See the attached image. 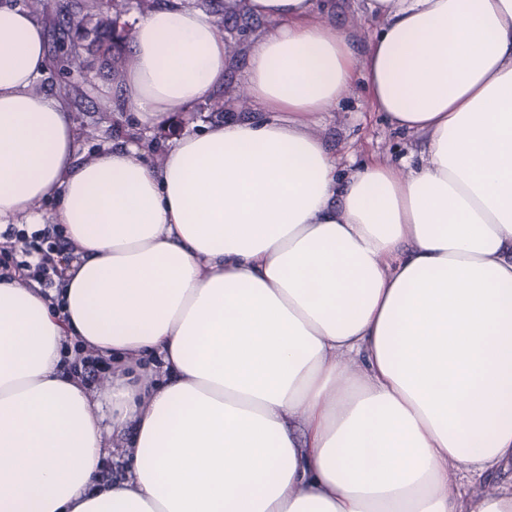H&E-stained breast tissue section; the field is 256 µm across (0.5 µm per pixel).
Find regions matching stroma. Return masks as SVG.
<instances>
[{
  "mask_svg": "<svg viewBox=\"0 0 512 512\" xmlns=\"http://www.w3.org/2000/svg\"><path fill=\"white\" fill-rule=\"evenodd\" d=\"M181 5L193 7L213 16L223 30L230 63L224 74V88L219 96L224 101V114L243 116L248 112L241 98L245 89V71L249 48L268 27V20L250 16L230 8L225 0H179ZM46 7L37 16L46 28L47 52L56 54L60 45L69 43L70 33L62 21L66 18L82 20L84 32H92L96 19L85 15L84 0H44ZM327 20L337 32L350 42L356 54H364L375 34L377 23L370 16L366 0H337ZM83 71L49 70L38 84L46 94H67L72 85H80L83 99L71 102V117L76 130L78 154L89 157L105 146L126 143L130 134L139 133L148 143L146 158L150 163H161L164 151L176 136L186 131L201 129L206 118L199 108L176 115L167 127L148 133L138 132L133 117L125 110L121 89L110 74L104 56L83 52ZM327 148L342 161H362L373 154L389 158L396 164L416 166L420 157L419 144L411 137L394 129L369 106L364 81H357L346 93L336 111L328 113L314 126Z\"/></svg>",
  "mask_w": 512,
  "mask_h": 512,
  "instance_id": "stroma-1",
  "label": "stroma"
}]
</instances>
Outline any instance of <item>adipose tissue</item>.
<instances>
[{
    "label": "adipose tissue",
    "instance_id": "1",
    "mask_svg": "<svg viewBox=\"0 0 512 512\" xmlns=\"http://www.w3.org/2000/svg\"><path fill=\"white\" fill-rule=\"evenodd\" d=\"M255 113L77 157L37 85L43 27L0 0V224L56 208L64 306L0 278V512H512V0H368L363 56L314 0H244ZM215 21L137 25L122 73L140 127L224 80ZM424 137L419 169L342 170L313 135L356 79ZM111 358L89 393L65 341ZM128 476L102 482L106 434ZM512 482V469H492L477 477L462 470L458 488L466 495L478 493H491L502 486L510 485Z\"/></svg>",
    "mask_w": 512,
    "mask_h": 512
}]
</instances>
